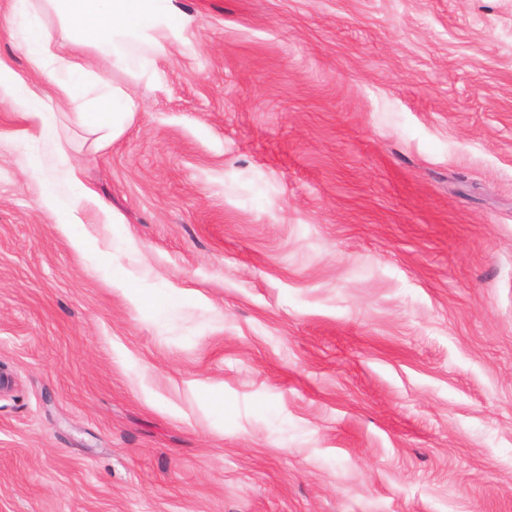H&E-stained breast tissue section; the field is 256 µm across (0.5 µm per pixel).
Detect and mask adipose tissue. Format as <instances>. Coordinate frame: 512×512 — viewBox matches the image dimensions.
Returning a JSON list of instances; mask_svg holds the SVG:
<instances>
[{
  "instance_id": "adipose-tissue-1",
  "label": "adipose tissue",
  "mask_w": 512,
  "mask_h": 512,
  "mask_svg": "<svg viewBox=\"0 0 512 512\" xmlns=\"http://www.w3.org/2000/svg\"><path fill=\"white\" fill-rule=\"evenodd\" d=\"M169 0H13L12 16L25 26L34 43L28 54L31 70L55 80L59 100L75 104L77 122L116 138L128 118L136 111L143 92L136 77L143 59L133 53L134 44L149 49L164 48L163 36L156 30L160 18L169 17ZM54 15L57 26L44 23V15ZM88 37V47L105 53L112 68L128 74V85H109L92 71L82 55L68 52L75 33ZM105 87L106 93L94 110L77 107L76 101L87 82ZM0 103L23 112L40 133H51L55 114L47 101L0 66Z\"/></svg>"
}]
</instances>
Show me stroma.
I'll return each instance as SVG.
<instances>
[{
    "instance_id": "35a3bbf8",
    "label": "stroma",
    "mask_w": 512,
    "mask_h": 512,
    "mask_svg": "<svg viewBox=\"0 0 512 512\" xmlns=\"http://www.w3.org/2000/svg\"><path fill=\"white\" fill-rule=\"evenodd\" d=\"M171 9L117 138L0 105V512H512V0ZM32 176L39 180L42 188L41 200L45 207L51 210L58 219V223L65 229H72L76 226L75 212L80 202L85 198L86 191L83 187H80L77 182L73 184V191L71 198L67 203H61L56 196L53 185L38 177V172L35 168L32 169Z\"/></svg>"
}]
</instances>
